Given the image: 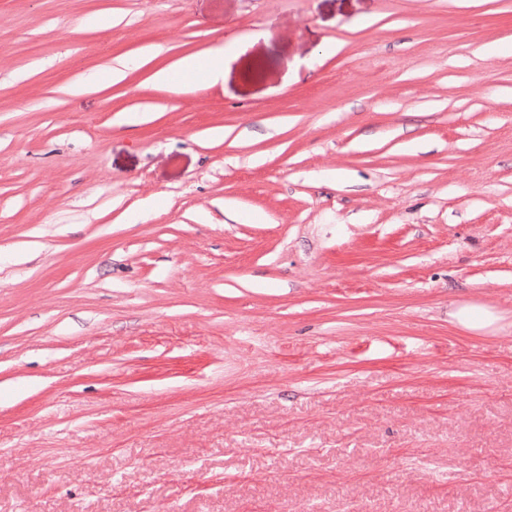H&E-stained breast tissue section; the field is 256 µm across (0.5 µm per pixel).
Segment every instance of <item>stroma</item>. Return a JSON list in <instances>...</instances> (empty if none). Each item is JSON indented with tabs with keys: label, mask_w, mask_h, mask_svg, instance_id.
Wrapping results in <instances>:
<instances>
[{
	"label": "stroma",
	"mask_w": 512,
	"mask_h": 512,
	"mask_svg": "<svg viewBox=\"0 0 512 512\" xmlns=\"http://www.w3.org/2000/svg\"><path fill=\"white\" fill-rule=\"evenodd\" d=\"M0 512H512V0H0ZM202 66V60L198 56L188 55L177 59L167 69L157 71L154 80L158 83L167 84L171 81L174 73L193 74Z\"/></svg>",
	"instance_id": "1"
}]
</instances>
